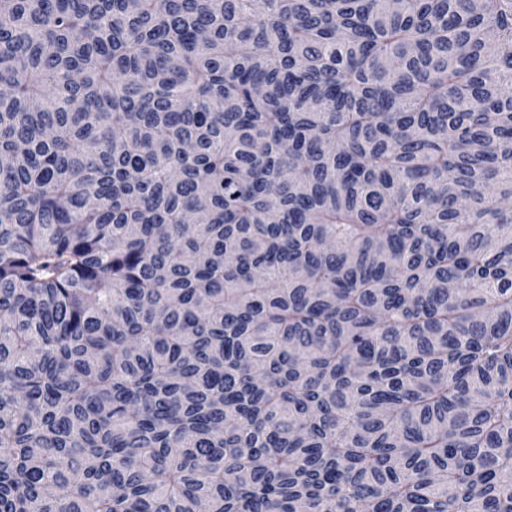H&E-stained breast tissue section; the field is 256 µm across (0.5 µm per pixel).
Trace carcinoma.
Returning a JSON list of instances; mask_svg holds the SVG:
<instances>
[{
	"mask_svg": "<svg viewBox=\"0 0 512 512\" xmlns=\"http://www.w3.org/2000/svg\"><path fill=\"white\" fill-rule=\"evenodd\" d=\"M512 0H0V512H512Z\"/></svg>",
	"mask_w": 512,
	"mask_h": 512,
	"instance_id": "carcinoma-1",
	"label": "carcinoma"
}]
</instances>
